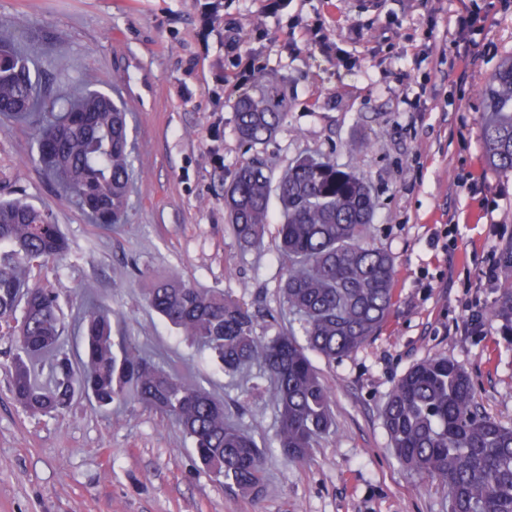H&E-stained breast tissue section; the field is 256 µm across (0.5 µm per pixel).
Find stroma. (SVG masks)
Instances as JSON below:
<instances>
[{
	"mask_svg": "<svg viewBox=\"0 0 512 512\" xmlns=\"http://www.w3.org/2000/svg\"><path fill=\"white\" fill-rule=\"evenodd\" d=\"M476 3L489 21L467 65L455 54L461 0H224L214 18L199 0H0L49 95L95 89L129 113L134 183L125 222L109 231L45 175L40 115L0 121V200L50 210L69 243L61 262L29 270L30 284L60 294L62 351L80 350L83 309L104 308L113 336L223 399L228 420L268 450L255 501L204 468L172 420L132 400L104 409L82 395L61 413L27 414L10 393L18 342L0 330V512H448L447 494L394 456L383 409L411 367L444 355L470 373L480 410L512 427V332L492 314L504 283L484 278L488 254L512 251V173L491 169L480 137L483 87L512 57V9ZM231 27L243 30L234 44ZM245 90L284 114L253 147L236 132ZM303 155L369 182V241L393 257L395 275L380 332L333 364L313 357L336 430L290 463L259 364L224 374L147 307L143 290L174 274L260 311L257 335L288 329L277 226L242 247L224 188L243 162L275 182ZM447 223V248L432 245Z\"/></svg>",
	"mask_w": 512,
	"mask_h": 512,
	"instance_id": "stroma-1",
	"label": "stroma"
}]
</instances>
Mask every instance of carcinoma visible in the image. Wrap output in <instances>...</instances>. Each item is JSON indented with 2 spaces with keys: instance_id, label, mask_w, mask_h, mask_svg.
<instances>
[{
  "instance_id": "carcinoma-1",
  "label": "carcinoma",
  "mask_w": 512,
  "mask_h": 512,
  "mask_svg": "<svg viewBox=\"0 0 512 512\" xmlns=\"http://www.w3.org/2000/svg\"><path fill=\"white\" fill-rule=\"evenodd\" d=\"M490 117L481 129L488 164L512 172V58L485 83ZM46 98L28 59L0 40V116L21 119ZM128 113L124 103L98 91L52 99L36 133L37 156L60 181L65 198L104 229L123 223L133 179ZM282 119L278 105L243 94L236 130L250 146L261 144ZM281 204L280 259L287 267L284 303L300 322L262 339L248 305L221 292L170 276L145 293L150 309L209 350L224 372L255 361L271 378L278 410L277 445L291 463L305 460L334 425L328 390L308 352L327 362L366 344L393 304L394 263L366 242L374 201L366 180L327 159L301 157L271 187L262 168L242 164L224 192L228 220L240 242L253 246L269 223V199ZM68 250L60 226L19 200L0 201V326L17 336L11 392L32 415L68 407L85 392L102 406L128 396L171 418L194 442L199 460L215 476L252 496L262 491L266 449L230 423L224 402L142 356L130 337L116 343L110 314L82 311L84 357L59 356L63 332L59 294L31 286V264ZM507 288L493 314L512 322V258L500 265ZM51 358L42 379L39 363ZM383 417L393 452L409 471L448 494L450 512H512V428L481 412L466 370L443 355L414 365L388 395Z\"/></svg>"
}]
</instances>
